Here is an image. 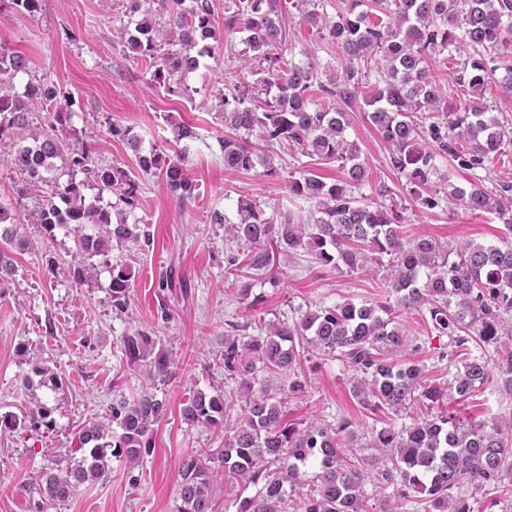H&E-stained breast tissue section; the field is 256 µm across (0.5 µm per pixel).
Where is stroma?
Listing matches in <instances>:
<instances>
[{
    "instance_id": "obj_1",
    "label": "stroma",
    "mask_w": 512,
    "mask_h": 512,
    "mask_svg": "<svg viewBox=\"0 0 512 512\" xmlns=\"http://www.w3.org/2000/svg\"><path fill=\"white\" fill-rule=\"evenodd\" d=\"M283 11L294 54L310 51L321 65L338 67L335 52L302 21L294 0H285ZM134 23L119 13L116 0H45L33 18L0 7V42L30 61L28 75L18 76L17 86L44 77L64 91L75 137L96 135L103 163L136 167L130 147L112 138L113 125L130 128L146 150L171 144L176 122L194 126L200 135L189 147L186 166L200 187L194 201H180L160 177L142 173L139 208L112 213L113 219L139 223L150 238L146 244L113 246L110 253L111 261L132 266L133 288L124 313L112 308L106 265L96 264L83 284L75 283L72 230L49 234L34 224L36 197H19L17 175L0 165V201L10 205L14 233L27 243L13 253L15 276L0 283V415L21 413L39 400L54 409L47 435L0 432V512H38L40 498L29 491L28 482L48 467L49 449L68 447L83 423L104 413L113 399L132 400L145 389L166 398L168 413L155 424L153 447L142 464L132 470L124 459H113L106 481L79 487L67 505L50 512H174L182 456L224 445L222 432L187 427L180 411L192 392L209 391L212 383L223 381L218 356L228 323L243 325L257 315L268 320L296 317L376 291V275L329 271L304 252L277 256L275 281L256 279L246 297L226 287L227 258L236 247L226 239L223 225L209 223L208 213L217 208L235 216L238 198L254 197L267 214H274L289 203L288 176L298 160L292 154L277 157L273 177L259 169L225 170L217 95L233 75L223 42L213 43L210 55L189 74L186 83L196 91L190 101L167 95L150 83L148 72L130 65L126 31ZM349 119L346 136L357 143L369 171L362 194L372 196L382 183L396 186L388 149L362 109L350 111ZM402 216L407 234H425L452 249L471 242L499 243L503 231L496 215L486 212L411 207ZM170 276L180 279V286L159 288V281ZM136 332L150 338L153 351L170 353L166 376L150 380L127 367L121 339ZM24 345L40 348L42 361L61 379V390L27 386L30 370L20 354ZM301 371L305 392L289 403L291 419L330 422L346 415L357 433H366L371 421L360 413L350 393L351 373L341 362L315 354ZM448 408L466 422H497L512 418V395L490 382L466 399L449 393Z\"/></svg>"
}]
</instances>
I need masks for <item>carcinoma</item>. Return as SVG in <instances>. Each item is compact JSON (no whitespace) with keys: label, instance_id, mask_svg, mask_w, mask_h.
Wrapping results in <instances>:
<instances>
[{"label":"carcinoma","instance_id":"obj_1","mask_svg":"<svg viewBox=\"0 0 512 512\" xmlns=\"http://www.w3.org/2000/svg\"><path fill=\"white\" fill-rule=\"evenodd\" d=\"M129 12H142L127 31V48L153 68L152 82L170 96L186 94L185 77L208 55L217 39L219 18L213 0H124ZM302 10L308 23L325 32L340 69L320 70L309 52L295 60L288 45L281 0H231L224 7V33H243L240 45L225 44L228 61L240 64L249 81H236L219 93L227 135L221 140L224 169L276 174L278 146L313 162L336 163L342 178L329 184L308 168L288 180L291 198L313 207L307 219L293 210L266 216L262 204L242 198L235 220L215 209L210 223L224 225L237 253L228 265L263 274L274 263L273 248L302 249L315 263L338 272L385 267L376 297L307 311L293 321L229 324L218 361L222 390L195 392L180 416L189 427L224 432V448L207 456L192 451L177 472L174 512H215L214 484L240 485L230 500L232 512H368L363 487L374 475L392 489L390 499L419 494L428 512H474V493H512V419L460 423L445 408L448 391L473 394L496 376L512 394V186L486 190L476 171L506 155L512 129L491 115L485 103L493 90L512 97V59L491 54L512 45V0H338L336 19L317 13V0ZM154 3L165 17L160 24L142 5ZM464 39L470 53L455 63L454 80L469 90L464 105H448L447 90L428 69V58L452 51ZM29 59L0 43V163L20 175L18 192L39 191L67 165L69 180L51 187L33 213L47 233L71 227L79 232L76 253L89 260L108 253L112 242H139L138 226L112 223L111 212L85 202L83 189L107 190L126 208L139 203L138 183L129 171L97 157L96 140L68 142L71 113L65 93L45 79L16 91L15 77ZM504 76L496 78L497 71ZM363 101L367 121L389 148V167L400 176L398 188L382 184L376 198L357 195L367 178L358 146L348 141L347 109ZM112 137L127 141L145 174L161 177L181 201L195 197L187 176L186 150L154 147L141 153V140L114 125ZM258 139L262 146L253 144ZM445 157L474 180L459 186L439 175L436 158ZM410 199L421 209L447 205L471 213L489 212L504 225L499 244L469 243L453 251L425 235L411 237L402 216L391 211L393 197ZM388 263H383V257ZM112 308H128L131 266L110 265ZM422 316L428 336L448 342L431 359L455 367L443 386L426 377L418 359L425 341L409 335L401 314ZM126 363L147 356L149 338L122 339ZM482 350L479 355L469 345ZM495 356L489 357L488 350ZM39 385L60 389L57 375L38 352L24 348ZM310 353L339 360L352 372V396L375 421L361 441L346 417L333 423L287 419L288 399L305 390L297 367ZM169 355L161 351L144 365L146 373L165 375ZM240 414L226 426L233 398ZM168 412V403L149 392L130 401L112 400L102 415L90 418L67 448L53 451L52 465L32 477L31 489L50 504L64 505L82 485L108 479L111 458L135 466L152 448V427ZM407 413L410 423L397 419ZM53 409L38 403L18 417L0 415V430L31 431L52 427ZM360 448L380 455L363 457ZM314 477L306 479L308 472ZM255 493H248L249 488Z\"/></svg>","mask_w":512,"mask_h":512}]
</instances>
